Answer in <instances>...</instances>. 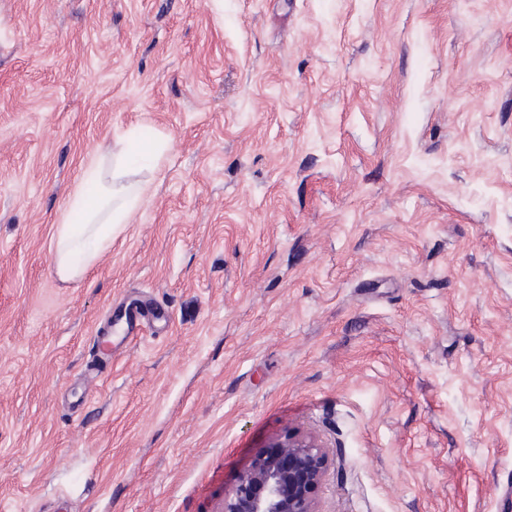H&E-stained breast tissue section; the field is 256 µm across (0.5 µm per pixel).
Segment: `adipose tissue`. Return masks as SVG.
I'll return each instance as SVG.
<instances>
[{"instance_id": "obj_1", "label": "adipose tissue", "mask_w": 512, "mask_h": 512, "mask_svg": "<svg viewBox=\"0 0 512 512\" xmlns=\"http://www.w3.org/2000/svg\"><path fill=\"white\" fill-rule=\"evenodd\" d=\"M139 156V146L131 143L118 156L96 155L84 165L82 187L69 197L56 226L53 262L61 278H77L96 262L140 206L143 189L123 181L126 168Z\"/></svg>"}]
</instances>
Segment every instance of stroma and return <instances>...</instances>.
Listing matches in <instances>:
<instances>
[{"label": "stroma", "mask_w": 512, "mask_h": 512, "mask_svg": "<svg viewBox=\"0 0 512 512\" xmlns=\"http://www.w3.org/2000/svg\"><path fill=\"white\" fill-rule=\"evenodd\" d=\"M289 430L322 512H512V0H0V507L218 512ZM139 151L147 152L131 141L113 161L110 151L84 165L82 187L69 197L54 236L53 262L62 279H75L96 262L140 206L144 190L122 180L126 168L143 156ZM140 317L141 315L136 313L134 317H129V320H126L125 325H121L119 320H117L112 325V330H109L108 327H106L98 330L96 334L97 336H100L102 343L106 347H112V335L114 337H121L122 339H126L129 336L134 335L136 330L140 329L137 328V326H139L138 321Z\"/></svg>", "instance_id": "stroma-1"}]
</instances>
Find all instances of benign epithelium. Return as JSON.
Listing matches in <instances>:
<instances>
[{
	"label": "benign epithelium",
	"instance_id": "benign-epithelium-1",
	"mask_svg": "<svg viewBox=\"0 0 512 512\" xmlns=\"http://www.w3.org/2000/svg\"><path fill=\"white\" fill-rule=\"evenodd\" d=\"M328 454L309 436L287 432L255 458L224 497V512H320Z\"/></svg>",
	"mask_w": 512,
	"mask_h": 512
}]
</instances>
